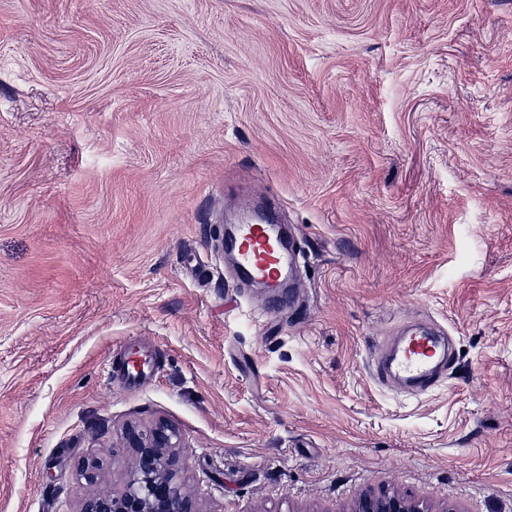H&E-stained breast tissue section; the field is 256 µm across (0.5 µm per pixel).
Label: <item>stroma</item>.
Listing matches in <instances>:
<instances>
[{
  "label": "stroma",
  "instance_id": "1",
  "mask_svg": "<svg viewBox=\"0 0 512 512\" xmlns=\"http://www.w3.org/2000/svg\"><path fill=\"white\" fill-rule=\"evenodd\" d=\"M259 199L284 298L218 246ZM415 324L421 393L373 376ZM161 421L198 512H512V0H0V512ZM444 336L434 333H412L403 336L401 347L395 349L388 357L378 358L375 365L374 377L384 381L388 376L395 374L411 387L427 391L440 379L444 361L438 358L450 359L452 351L439 346ZM354 512H429L422 503L408 501L396 495L362 497Z\"/></svg>",
  "mask_w": 512,
  "mask_h": 512
}]
</instances>
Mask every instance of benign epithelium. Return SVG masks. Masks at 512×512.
Returning <instances> with one entry per match:
<instances>
[{
  "instance_id": "1",
  "label": "benign epithelium",
  "mask_w": 512,
  "mask_h": 512,
  "mask_svg": "<svg viewBox=\"0 0 512 512\" xmlns=\"http://www.w3.org/2000/svg\"><path fill=\"white\" fill-rule=\"evenodd\" d=\"M128 447L135 452V466L124 489L99 493L84 501L80 512H196L193 501L178 485L175 461L165 449L177 448L179 430L166 424L152 428L130 425L125 430ZM354 512H429L419 502L396 495L362 497Z\"/></svg>"
}]
</instances>
